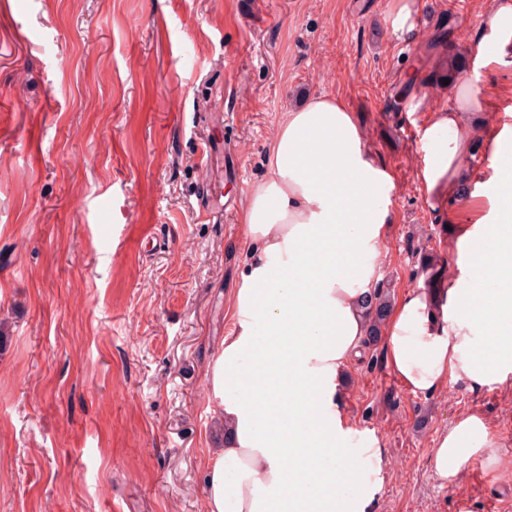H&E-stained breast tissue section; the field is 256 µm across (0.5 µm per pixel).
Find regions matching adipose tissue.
Returning <instances> with one entry per match:
<instances>
[{
	"instance_id": "1",
	"label": "adipose tissue",
	"mask_w": 512,
	"mask_h": 512,
	"mask_svg": "<svg viewBox=\"0 0 512 512\" xmlns=\"http://www.w3.org/2000/svg\"><path fill=\"white\" fill-rule=\"evenodd\" d=\"M478 28L472 68H454L448 107L422 131L434 157L419 180L455 226L454 272L447 287L400 294L382 327L387 365L416 395L512 387V126L485 140L490 181L468 164L486 106L472 71L512 64V0H490ZM394 187L341 99L288 110L243 208L252 252L206 372L224 426L207 512H371L388 462L377 433L356 431L345 412L343 382L366 346ZM495 446L481 413L460 415L433 442L434 475L452 486L478 462L512 472Z\"/></svg>"
}]
</instances>
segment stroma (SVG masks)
I'll return each mask as SVG.
<instances>
[{
  "instance_id": "stroma-1",
  "label": "stroma",
  "mask_w": 512,
  "mask_h": 512,
  "mask_svg": "<svg viewBox=\"0 0 512 512\" xmlns=\"http://www.w3.org/2000/svg\"><path fill=\"white\" fill-rule=\"evenodd\" d=\"M0 38V512H206L224 430L205 373L250 243L245 198L289 106L333 95L393 173L382 278L446 282L447 215L424 203L420 131L486 0H11ZM480 137L512 113V65L478 69ZM216 149L201 156L199 145ZM436 256L433 267L423 265ZM344 409L390 473L373 512H493L512 480L440 486L432 441L482 412L512 458V390L409 392L381 345ZM392 27L395 32L411 31L418 13L416 0H395Z\"/></svg>"
}]
</instances>
